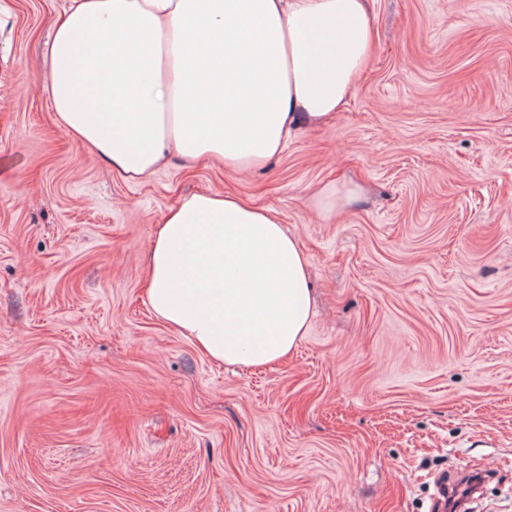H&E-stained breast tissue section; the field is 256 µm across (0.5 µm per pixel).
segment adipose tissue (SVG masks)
I'll use <instances>...</instances> for the list:
<instances>
[{
  "label": "adipose tissue",
  "instance_id": "adipose-tissue-1",
  "mask_svg": "<svg viewBox=\"0 0 512 512\" xmlns=\"http://www.w3.org/2000/svg\"><path fill=\"white\" fill-rule=\"evenodd\" d=\"M374 0H71L49 49L57 123L130 179L177 155L253 171L352 96ZM156 319L211 359L285 361L312 315L308 260L268 210L198 191L152 232Z\"/></svg>",
  "mask_w": 512,
  "mask_h": 512
}]
</instances>
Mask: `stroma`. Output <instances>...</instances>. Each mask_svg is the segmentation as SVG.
Masks as SVG:
<instances>
[{
  "label": "stroma",
  "mask_w": 512,
  "mask_h": 512,
  "mask_svg": "<svg viewBox=\"0 0 512 512\" xmlns=\"http://www.w3.org/2000/svg\"><path fill=\"white\" fill-rule=\"evenodd\" d=\"M66 0H0V512H512V0H375L341 112L264 169L125 180L54 120ZM344 184L356 202L323 216ZM272 211L315 313L288 360L208 359L144 295L180 196ZM362 193V189L358 185H344L336 187L335 193L327 195L321 201L320 212L328 213L330 210H335L341 206L358 199Z\"/></svg>",
  "instance_id": "obj_1"
}]
</instances>
